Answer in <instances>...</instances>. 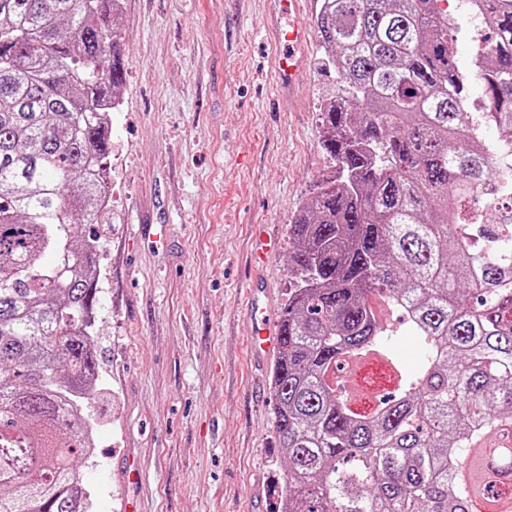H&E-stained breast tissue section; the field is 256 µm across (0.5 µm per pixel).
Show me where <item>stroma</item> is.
Listing matches in <instances>:
<instances>
[{
    "label": "stroma",
    "mask_w": 512,
    "mask_h": 512,
    "mask_svg": "<svg viewBox=\"0 0 512 512\" xmlns=\"http://www.w3.org/2000/svg\"><path fill=\"white\" fill-rule=\"evenodd\" d=\"M316 0L299 19L314 26ZM281 0H123L128 69L112 115V207L96 230L103 396L95 454L79 463L91 512H278L284 460L273 426L275 354L249 351L252 279L272 317L288 298V225L332 171L319 109L335 84L310 34L305 77L276 83ZM466 0L448 28L472 94L479 50ZM277 243L255 262L252 227ZM134 459L142 483L120 470Z\"/></svg>",
    "instance_id": "stroma-1"
}]
</instances>
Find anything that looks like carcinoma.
<instances>
[{"label":"carcinoma","mask_w":512,"mask_h":512,"mask_svg":"<svg viewBox=\"0 0 512 512\" xmlns=\"http://www.w3.org/2000/svg\"><path fill=\"white\" fill-rule=\"evenodd\" d=\"M489 2L474 61L491 111L463 120L464 75L440 0H320L336 90L334 163L296 211L294 274L271 372L280 512H504L512 501V231L481 249L477 187L512 207V0ZM121 0H0V512H86L110 112L123 84ZM420 348L370 415L336 388L349 358ZM378 311L379 317L383 321H391L394 326L399 328V338L396 344L398 360L405 365H415L419 356V349L414 337L404 325L396 321V314H392V311L385 304L382 303Z\"/></svg>","instance_id":"carcinoma-1"}]
</instances>
